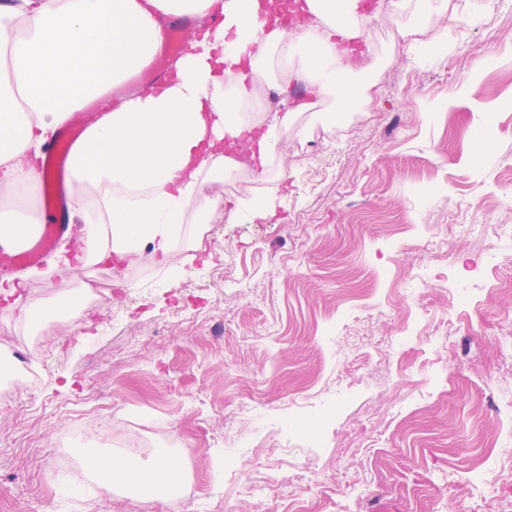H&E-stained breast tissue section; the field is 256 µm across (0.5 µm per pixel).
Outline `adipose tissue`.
<instances>
[{
    "label": "adipose tissue",
    "mask_w": 512,
    "mask_h": 512,
    "mask_svg": "<svg viewBox=\"0 0 512 512\" xmlns=\"http://www.w3.org/2000/svg\"><path fill=\"white\" fill-rule=\"evenodd\" d=\"M389 16L415 50H447L448 30L433 27L448 0H389ZM275 0H0V197L39 184L36 160L69 113L91 96L117 97L71 155L70 220L83 224L88 264H166L186 224L217 218L220 198L204 188L249 159H281L282 133L311 100L329 124L364 111L379 60L358 52L369 0H301L311 24L288 28ZM204 21L160 90L117 96L148 67L164 22ZM302 83L307 102L261 117L251 109L256 81ZM99 493L122 489L141 499L167 495L183 476L178 455L146 459L81 452Z\"/></svg>",
    "instance_id": "1"
}]
</instances>
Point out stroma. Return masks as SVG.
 I'll use <instances>...</instances> for the list:
<instances>
[{
  "instance_id": "35a3bbf8",
  "label": "stroma",
  "mask_w": 512,
  "mask_h": 512,
  "mask_svg": "<svg viewBox=\"0 0 512 512\" xmlns=\"http://www.w3.org/2000/svg\"><path fill=\"white\" fill-rule=\"evenodd\" d=\"M447 27L445 56L398 40L335 141L299 115L306 153L258 179L275 214L179 242L182 276L123 266L107 330L42 335L0 404V512H512V0H448ZM94 412L176 450L177 503L55 469Z\"/></svg>"
}]
</instances>
